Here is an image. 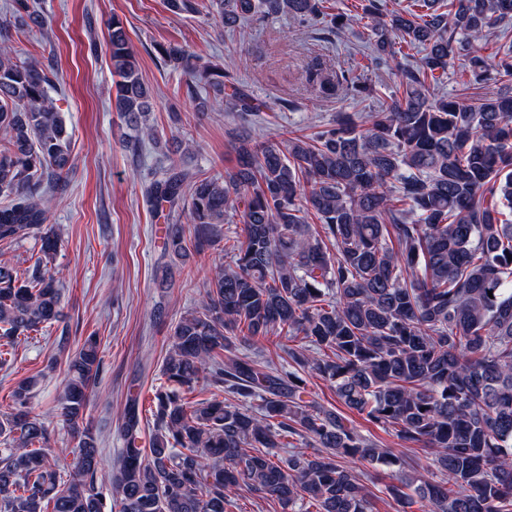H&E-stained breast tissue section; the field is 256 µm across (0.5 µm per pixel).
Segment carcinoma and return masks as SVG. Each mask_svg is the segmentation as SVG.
I'll return each instance as SVG.
<instances>
[{
  "label": "carcinoma",
  "instance_id": "obj_1",
  "mask_svg": "<svg viewBox=\"0 0 512 512\" xmlns=\"http://www.w3.org/2000/svg\"><path fill=\"white\" fill-rule=\"evenodd\" d=\"M331 0H167L175 14L206 11L226 27L286 13L330 32L350 21ZM387 12L363 0L374 60L401 96L385 100L353 69L308 70L315 95L351 91L376 104L286 144L236 133V166L200 177L176 165L146 194L188 224H169L164 253L197 252L235 234L198 309L174 325L154 393L150 447L139 446L140 401L130 397L125 439L108 476L114 512H233L245 490L282 512H378L367 483L385 476L396 512H512V54L482 53L487 33L512 20V0H411ZM445 11H440V8ZM0 47V241L38 236L22 275L0 264V329L17 338L60 317L61 283L48 267L59 240L48 228L55 188L71 165L53 83L37 61ZM421 54L408 65L410 52ZM173 70L240 117L262 103L230 71L203 66L179 43L158 47ZM112 106L140 147L151 92L122 22L109 33ZM457 67L466 86L498 83L494 98L432 96ZM234 228H229V225ZM275 336L288 364L259 343ZM98 337L69 359L55 409L75 445L63 479L49 462L48 426L28 410L35 382L11 393L0 418V512H104L101 452L86 418L101 365ZM312 373L338 401L408 448L420 470L385 451L334 407L304 399ZM205 382L233 399L189 402ZM313 448L308 452L307 448ZM284 452H278V449ZM366 462L361 477L349 463ZM418 510H412L413 505Z\"/></svg>",
  "mask_w": 512,
  "mask_h": 512
}]
</instances>
